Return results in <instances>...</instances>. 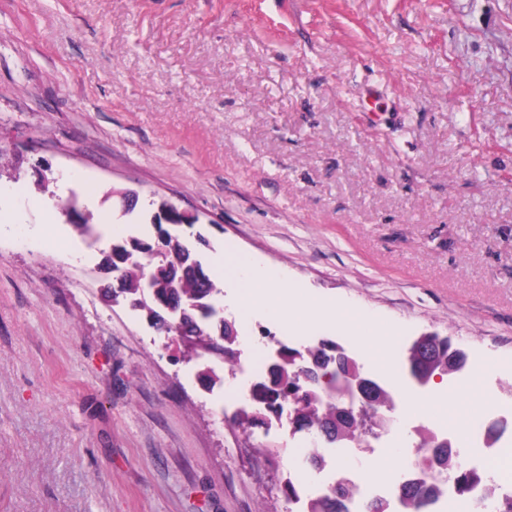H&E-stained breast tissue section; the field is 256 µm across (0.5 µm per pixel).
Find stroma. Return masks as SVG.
Masks as SVG:
<instances>
[{
	"label": "stroma",
	"instance_id": "stroma-1",
	"mask_svg": "<svg viewBox=\"0 0 512 512\" xmlns=\"http://www.w3.org/2000/svg\"><path fill=\"white\" fill-rule=\"evenodd\" d=\"M0 153V512H288L311 434L227 424L234 371L204 388L102 294L104 249L153 237L159 198L198 215L204 260L362 311L359 338L311 333L366 374L382 330L435 333L467 366L422 394L512 403V0H0ZM388 418L337 472L396 482L448 428Z\"/></svg>",
	"mask_w": 512,
	"mask_h": 512
}]
</instances>
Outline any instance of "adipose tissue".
Segmentation results:
<instances>
[{
	"instance_id": "ef3b65f1",
	"label": "adipose tissue",
	"mask_w": 512,
	"mask_h": 512,
	"mask_svg": "<svg viewBox=\"0 0 512 512\" xmlns=\"http://www.w3.org/2000/svg\"><path fill=\"white\" fill-rule=\"evenodd\" d=\"M210 272L215 278L233 284L242 311L262 309L285 325L302 331L326 323L356 337L366 321L365 316L359 312L321 300L295 304L290 292L280 288L268 270L238 258L230 260L224 255H217L210 266Z\"/></svg>"
}]
</instances>
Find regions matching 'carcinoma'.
Masks as SVG:
<instances>
[{
  "mask_svg": "<svg viewBox=\"0 0 512 512\" xmlns=\"http://www.w3.org/2000/svg\"><path fill=\"white\" fill-rule=\"evenodd\" d=\"M193 227L188 218L168 230L159 228L158 236L152 242L135 237L118 241L140 251L137 266L129 267L122 254L111 250L105 258L106 266L119 272L120 292L128 300L142 308L147 316L166 336H176L175 322L165 316L166 306L195 305L189 324L196 337V347L179 349L182 357L202 366L200 376L208 383L219 380L217 370L226 362H234L238 351L234 348L237 337L229 332L217 335L219 326L218 309L221 288L195 257L197 241L185 238L180 227ZM430 357L422 361L416 354L406 356L407 372L411 379H421L429 384L436 377L447 376L461 371L467 361L466 353L447 336L433 335L430 338ZM298 351L282 347L279 366L271 372L267 382L258 381L251 386L250 407H243L231 418V423L244 429L267 424L269 417L265 410L281 412L283 403L291 409L289 423L298 429L316 431L324 442L341 443L354 434L353 422L342 413L348 400L350 378L336 372V365L330 362L326 368L309 380L300 377L301 361L296 358ZM373 384L376 403L366 416L382 428L386 423L383 409L394 406L396 393L392 388L380 385L376 380L366 378ZM419 460L428 466H444L451 474L457 493L465 494L482 481L481 472L457 461L459 449L448 443L444 446L434 441H424L420 446ZM441 493V486L435 476L422 482H402L398 486V499L403 512H430L433 497ZM488 499L493 512H512V496L498 495L496 488L488 490ZM308 512H387V502L377 497H367L351 482H340L327 493L310 501Z\"/></svg>",
  "mask_w": 512,
  "mask_h": 512,
  "instance_id": "1",
  "label": "carcinoma"
}]
</instances>
